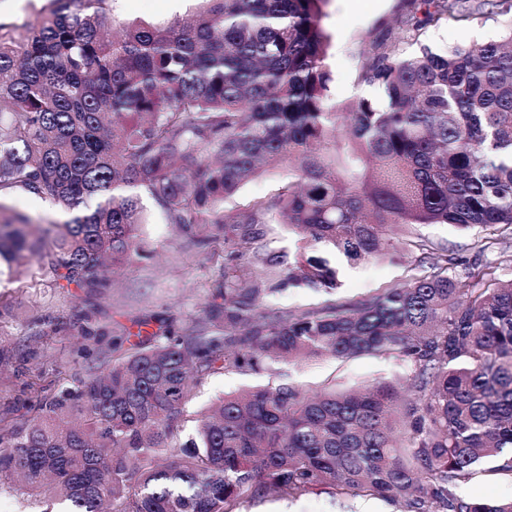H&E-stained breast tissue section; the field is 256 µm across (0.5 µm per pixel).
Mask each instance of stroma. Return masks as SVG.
Listing matches in <instances>:
<instances>
[{
    "label": "stroma",
    "instance_id": "obj_1",
    "mask_svg": "<svg viewBox=\"0 0 512 512\" xmlns=\"http://www.w3.org/2000/svg\"><path fill=\"white\" fill-rule=\"evenodd\" d=\"M197 8L195 0H113L112 12L122 21L142 20L167 23L187 17ZM401 0H328L322 21L330 37L328 64L332 72L330 94L345 104L362 89L358 83L361 52L374 40L391 37L400 53L412 55L420 46L434 52L465 46L477 40L495 38L512 17L484 14L467 21L448 18L425 27L414 35L395 23ZM288 182L287 166L268 169L244 184L231 202L247 207L273 197ZM142 255L128 271L109 274L105 297L89 298L81 288H58L44 278L37 262L0 272V303L9 311L0 318V347L10 358L0 363V419L15 423L36 416L45 397L77 387L79 380L97 373L104 360L117 359L115 337L137 334L148 337L158 323L182 327L201 317L217 288L224 283L223 241L200 252L170 224L151 216L143 227ZM447 247L450 253L480 262L470 233L442 224L416 226L406 236L401 257L377 261L348 262L331 255L338 270L340 286L333 293L309 288H287L271 296L269 307L296 313L324 303L327 299L357 300L381 288L401 283L419 274L421 253L417 241ZM293 235L283 224H263L258 237L237 261L246 269L255 256L274 255L291 259ZM101 332L102 340L83 336L82 327ZM413 372L410 363L394 357L364 355L353 359L325 358L319 361L263 363L247 372L218 370L197 384L183 406L179 441L191 437L202 416L225 394L287 380L300 389L314 392L323 388L339 390L392 379L407 383ZM243 512H343L324 490L300 498L257 499Z\"/></svg>",
    "mask_w": 512,
    "mask_h": 512
}]
</instances>
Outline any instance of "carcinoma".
<instances>
[{
  "instance_id": "1",
  "label": "carcinoma",
  "mask_w": 512,
  "mask_h": 512,
  "mask_svg": "<svg viewBox=\"0 0 512 512\" xmlns=\"http://www.w3.org/2000/svg\"><path fill=\"white\" fill-rule=\"evenodd\" d=\"M112 0H48L35 23H0V259L37 260L58 288H103L105 261L140 256L148 211L230 257L257 224H286L293 260L224 274L220 301L159 326L19 425H0V484L49 480L63 512H241L258 498L328 489L400 512H512L465 498L486 469L512 476V255L476 266L421 243L424 271L358 300L294 314L260 295L327 293L350 261L393 257L399 232L446 224L482 254L512 241V23L496 40L403 56L382 38L359 81L330 98L328 0H199L168 24L114 25ZM511 14L512 0H404L414 34L455 16ZM288 185L228 200L265 166ZM68 218L40 227L5 200ZM396 357L412 397L377 381L307 395L284 383L219 399L179 444L182 406L215 370L267 361Z\"/></svg>"
}]
</instances>
